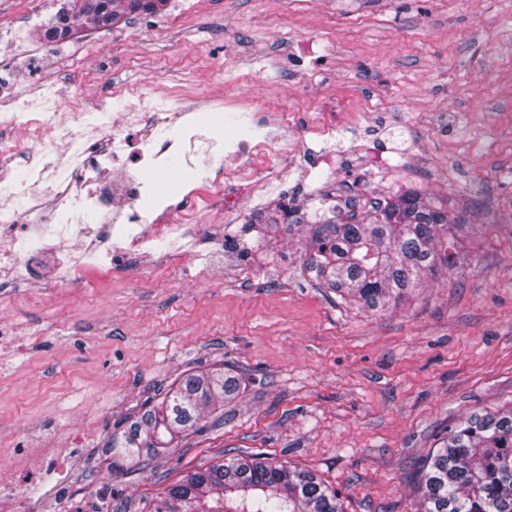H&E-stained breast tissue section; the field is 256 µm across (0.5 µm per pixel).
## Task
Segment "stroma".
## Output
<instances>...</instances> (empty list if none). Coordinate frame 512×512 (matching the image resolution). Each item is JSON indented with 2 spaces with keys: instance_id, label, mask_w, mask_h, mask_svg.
<instances>
[{
  "instance_id": "stroma-1",
  "label": "stroma",
  "mask_w": 512,
  "mask_h": 512,
  "mask_svg": "<svg viewBox=\"0 0 512 512\" xmlns=\"http://www.w3.org/2000/svg\"><path fill=\"white\" fill-rule=\"evenodd\" d=\"M63 2L0 0V24L44 59L18 101L96 113L92 141L128 89L219 139L254 133L251 110L278 112L288 125L266 164L289 174L228 224L220 200L186 212L196 172L180 156L143 168L192 249L170 260L158 240L113 275L74 280L33 243L52 210L22 192L28 148L1 132L17 183L0 185V205L18 213L30 276H0V448L76 449L67 495L35 489L53 512L73 496L83 512L106 498L147 512L187 470L246 453L313 471L345 512H417L415 466L456 423L512 401V0H163L60 44L43 30ZM322 124L330 142L310 132ZM324 149L333 163L313 166ZM408 190L466 216L454 265L376 312L304 275L309 225L363 219L372 200ZM287 198L303 223L265 224ZM219 365L245 382L222 426L111 467L114 424Z\"/></svg>"
}]
</instances>
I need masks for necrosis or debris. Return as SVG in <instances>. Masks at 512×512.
I'll return each instance as SVG.
<instances>
[{"label": "necrosis or debris", "instance_id": "4bbe7bcc", "mask_svg": "<svg viewBox=\"0 0 512 512\" xmlns=\"http://www.w3.org/2000/svg\"><path fill=\"white\" fill-rule=\"evenodd\" d=\"M179 118V113L156 106L145 108L140 102L131 101L115 121L112 134L94 146L92 166L81 171L82 191L55 212L52 224L45 228L51 248L69 256L72 272L105 264L109 257L118 254L148 251L152 241L158 239L168 242L170 257L184 255L186 232L182 225L173 223L172 205L157 198L139 175L140 166L165 162L175 144L188 146L193 157L220 152L227 161L238 163L239 175L228 184L212 179L207 170H200L201 186L189 191L186 201L198 207L220 197L224 200L225 222L236 221L241 215L245 202L252 197L250 164L268 154L274 141L272 131L283 126V116L254 112L253 123L265 131L263 137L254 140L234 138L220 142L196 127L184 128L176 140L161 136V129L176 124ZM0 126L15 129L30 141H42L51 133L65 142L69 150L81 147L80 131L65 119L1 112ZM135 127L143 128L144 134L138 145L132 147L125 132ZM94 210L102 223L112 227V244L104 252L84 248L70 234L71 225L84 223L86 215ZM7 454L15 463L16 474L0 482V512H25L33 486L57 484L60 466L70 451L30 447L11 448Z\"/></svg>", "mask_w": 512, "mask_h": 512}]
</instances>
